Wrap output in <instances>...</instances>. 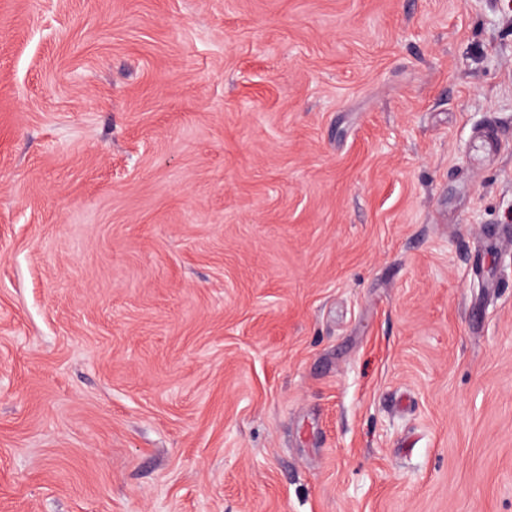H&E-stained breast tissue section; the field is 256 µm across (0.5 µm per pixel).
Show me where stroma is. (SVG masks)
I'll list each match as a JSON object with an SVG mask.
<instances>
[{"label":"stroma","instance_id":"1","mask_svg":"<svg viewBox=\"0 0 512 512\" xmlns=\"http://www.w3.org/2000/svg\"><path fill=\"white\" fill-rule=\"evenodd\" d=\"M0 512H512V0H0Z\"/></svg>","mask_w":512,"mask_h":512}]
</instances>
